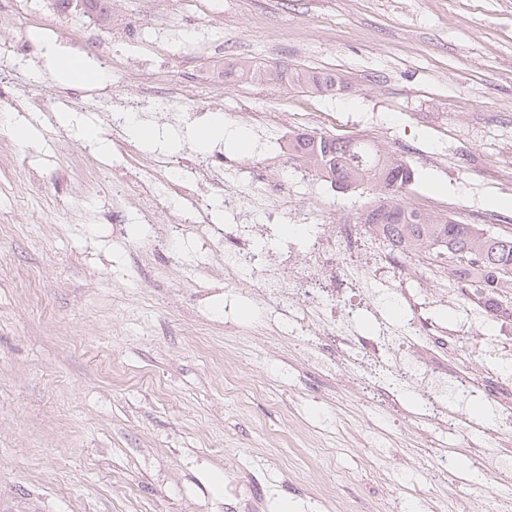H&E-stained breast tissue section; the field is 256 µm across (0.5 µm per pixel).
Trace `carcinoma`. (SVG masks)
<instances>
[{"instance_id": "1", "label": "carcinoma", "mask_w": 512, "mask_h": 512, "mask_svg": "<svg viewBox=\"0 0 512 512\" xmlns=\"http://www.w3.org/2000/svg\"><path fill=\"white\" fill-rule=\"evenodd\" d=\"M98 21L112 24V7L107 0H86ZM237 76L279 83L287 73L271 67L243 64ZM316 93L333 95L341 82L331 74L305 78ZM288 150L330 183L351 188L368 186L378 195L379 204L364 213L369 225L393 251L428 253L446 257L452 278L473 287L495 316L512 317V304L502 295L512 288V236L485 234L475 224H464L450 215L429 213L405 204V194L395 196L389 187L404 181L412 172L402 158L391 156L362 139H346L325 134L300 133L288 141Z\"/></svg>"}]
</instances>
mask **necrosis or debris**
<instances>
[{
  "label": "necrosis or debris",
  "instance_id": "1",
  "mask_svg": "<svg viewBox=\"0 0 512 512\" xmlns=\"http://www.w3.org/2000/svg\"><path fill=\"white\" fill-rule=\"evenodd\" d=\"M169 166V161L159 160L143 169L136 187L141 214L163 207L160 187L167 181ZM251 188L267 222H274L286 211L308 234L302 240L288 239L284 248L272 253L254 245L259 225H205L204 234L224 245L227 276L254 275L255 291L280 320L286 321L288 334L299 344L315 343L317 329H327L336 343L337 362L350 377L363 380L370 396L389 402L396 389L417 388L425 419L460 435L474 453H481L486 440L503 442L502 433L488 428L483 429L481 439H474L472 425L459 423V414L445 395L447 387H454L466 396L488 402L498 417L512 420L511 375L462 371L451 363V356L459 350L463 324H441L419 315L393 323L379 315L371 335L358 332L355 313L368 295L352 274V259H361L382 274L402 272L406 269L404 253L374 250L375 236L359 220L314 223L308 209L289 207L287 183L269 184L257 172L251 177Z\"/></svg>",
  "mask_w": 512,
  "mask_h": 512
}]
</instances>
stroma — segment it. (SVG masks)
<instances>
[{"instance_id":"1","label":"stroma","mask_w":512,"mask_h":512,"mask_svg":"<svg viewBox=\"0 0 512 512\" xmlns=\"http://www.w3.org/2000/svg\"><path fill=\"white\" fill-rule=\"evenodd\" d=\"M158 2L111 0L106 26L64 0L18 10L0 0V42L28 58L25 70L0 71V115L35 129L21 144L0 124V512H280L285 501L373 512L396 499L407 512H486L500 448L477 462L454 433L425 423L408 436L405 415L423 410L417 390L400 392L391 414L339 395L342 377L308 362L290 336L251 333L266 305L249 279L225 278L223 250L195 229L222 207L221 192L187 176L203 156L248 164L287 181L290 202L318 224L376 205L367 187L338 191L245 119L269 112L289 136L373 141L412 166L407 205L512 235V205H501L512 202V0H169L162 40L141 42ZM48 40L94 62L110 44L104 80L60 79L40 49ZM231 60L292 78L228 84ZM305 71L336 75L344 89L311 93L293 78ZM159 75L177 98L138 108ZM23 86L55 99L54 110L34 111ZM133 113L161 136L138 146L140 164L165 156L169 179L190 189L146 220L118 195L125 158L81 133L127 135ZM216 113L248 134V151L196 145L193 131ZM167 224L183 227L173 251ZM409 263L397 280L365 269L376 301L358 312L361 334L374 312L390 315L395 286L435 320L465 317L464 303H431L448 286L438 260ZM494 336H512V321L476 325L461 347L512 372V355L474 352ZM233 373L261 391L225 397ZM417 448L445 450L446 481L431 482Z\"/></svg>"}]
</instances>
